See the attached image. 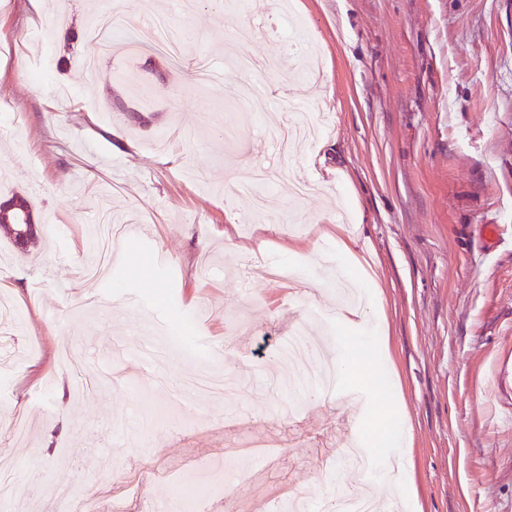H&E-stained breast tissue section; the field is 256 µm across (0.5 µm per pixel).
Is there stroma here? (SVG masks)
Here are the masks:
<instances>
[{
	"instance_id": "stroma-1",
	"label": "stroma",
	"mask_w": 512,
	"mask_h": 512,
	"mask_svg": "<svg viewBox=\"0 0 512 512\" xmlns=\"http://www.w3.org/2000/svg\"><path fill=\"white\" fill-rule=\"evenodd\" d=\"M0 0V196L31 201L29 253L0 238V458L11 512H65L142 491L170 512L185 461L215 512H266L284 493L332 512L344 447L388 454L356 431L384 408L402 420L413 508L390 485L384 512H512V404L489 377L512 349V0ZM123 28L95 68L94 16ZM168 14L180 57L126 32ZM256 38L239 42L241 27ZM276 62L244 74L240 56ZM264 166L262 209L239 192ZM126 225L122 261L89 276L85 234ZM496 225L489 235L487 225ZM350 241L353 258L336 252ZM362 292L336 320L335 275ZM381 325V382L336 426L286 351L318 335L335 364ZM170 329L189 358L132 348ZM213 368L219 394L157 431L173 387ZM26 424L25 442L13 436ZM277 448L220 494L219 462Z\"/></svg>"
}]
</instances>
